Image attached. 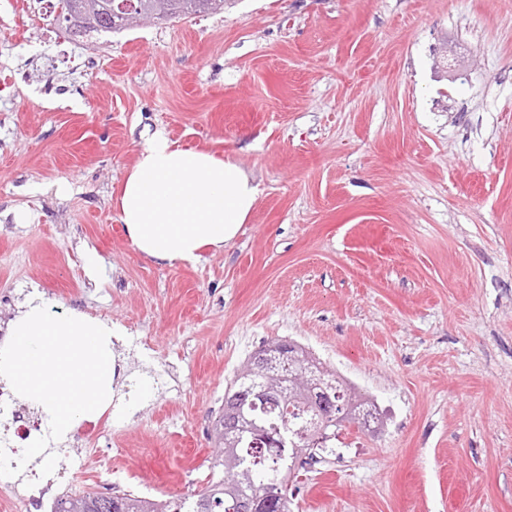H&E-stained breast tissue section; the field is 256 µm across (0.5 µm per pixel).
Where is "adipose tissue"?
<instances>
[{
	"instance_id": "1",
	"label": "adipose tissue",
	"mask_w": 512,
	"mask_h": 512,
	"mask_svg": "<svg viewBox=\"0 0 512 512\" xmlns=\"http://www.w3.org/2000/svg\"><path fill=\"white\" fill-rule=\"evenodd\" d=\"M252 178L232 157L174 146L155 135L129 169L116 199L134 246L158 263L194 262L222 249L257 202ZM111 321L72 312L50 316L31 294L0 340V382L40 411L55 439L69 441L111 408L118 377Z\"/></svg>"
}]
</instances>
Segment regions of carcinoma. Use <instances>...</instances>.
Segmentation results:
<instances>
[{"instance_id":"carcinoma-1","label":"carcinoma","mask_w":512,"mask_h":512,"mask_svg":"<svg viewBox=\"0 0 512 512\" xmlns=\"http://www.w3.org/2000/svg\"><path fill=\"white\" fill-rule=\"evenodd\" d=\"M73 15L68 29L74 35L93 32L88 23L91 16L106 12L110 0H67ZM134 8L112 15L108 31L129 29L139 20L154 22L183 19L224 8V0H134ZM298 360H283L265 376L267 387L280 394L272 401H260L246 410L247 422L241 432L225 429V414H220L214 425V438L220 454L215 466L224 470V478L211 484L191 501L180 497L162 505H154V512H226V506L236 500L261 499L273 496L271 512H289L288 472L291 465L280 448L254 443V432L269 430L288 421V447L299 450L311 447L309 434L315 429L318 416L307 408L305 397L321 379L333 384L330 391L336 413L359 410L346 384L314 361L300 349ZM109 500L115 512H148L149 504L133 493L105 497L95 493L68 496L58 500L55 512H100L103 500Z\"/></svg>"}]
</instances>
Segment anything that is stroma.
<instances>
[{
	"instance_id": "35a3bbf8",
	"label": "stroma",
	"mask_w": 512,
	"mask_h": 512,
	"mask_svg": "<svg viewBox=\"0 0 512 512\" xmlns=\"http://www.w3.org/2000/svg\"><path fill=\"white\" fill-rule=\"evenodd\" d=\"M156 133L258 188L193 263L143 259L115 207ZM34 290L124 330L122 386L92 435L14 458L0 512L197 494L276 339L384 413L289 478L290 512H512V0H226L84 37L0 0V337Z\"/></svg>"
}]
</instances>
